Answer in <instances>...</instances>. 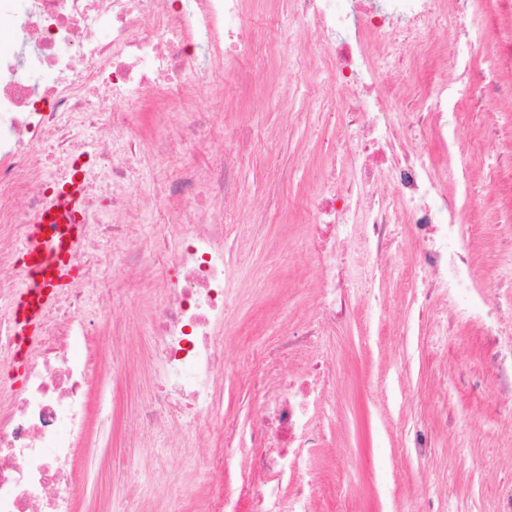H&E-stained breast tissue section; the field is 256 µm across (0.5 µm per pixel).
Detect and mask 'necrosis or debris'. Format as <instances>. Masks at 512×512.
<instances>
[{
    "mask_svg": "<svg viewBox=\"0 0 512 512\" xmlns=\"http://www.w3.org/2000/svg\"><path fill=\"white\" fill-rule=\"evenodd\" d=\"M249 0H0V22L12 31L0 48V512H72L86 475L76 466L94 382L109 374L121 383L122 364L105 355L104 331L120 335L112 315L122 301L112 278L114 255L138 274L149 298L154 356L164 370L139 407L143 435L162 432L169 453L155 456L157 469L192 453L205 428L219 431L225 449L236 433L224 425L216 394L224 368V301L228 294L225 244L235 218L207 222L236 193L234 163L221 142L223 122L196 111L198 93L245 84L263 72L277 48L288 50V99L312 82L303 32L319 37L329 59L333 91L324 105L346 115L353 141L338 138L327 159L335 165L347 147L357 161L340 187L305 200L316 228L313 250L322 268L314 302L316 325L284 329L269 345L252 379L272 412H259L251 439L254 454L245 471L231 474L223 452L204 466L212 479L209 512H314L298 462L319 448L320 409L335 393L336 374L314 365L282 383L272 376L281 357L312 348L346 308L336 272L344 258L337 240H357L360 257L374 272L407 271L421 305L445 300L452 318L477 325L494 347L486 370L496 391V416L512 423V353L495 343L505 321L490 308L491 281L479 279L471 257L469 226L477 207V181L467 158L463 100L486 105L512 99V39L496 40L491 63L474 62L484 36L474 27L472 0H286L278 13L276 42H258L246 20ZM453 26L457 42L434 50L455 81L433 80L418 109L402 125L371 122L419 82L426 57L407 56L390 43L398 28L414 41L432 44L433 33ZM108 29L109 40L97 39ZM397 69L394 86L379 88L376 65ZM150 104V138H142L133 104ZM176 112L192 120L174 125ZM428 128L445 151L450 184H443L424 151L409 149L410 136ZM190 145L194 163L156 178L152 216L162 231L141 237V184L129 156L142 163ZM83 177L78 217L82 239L70 256L76 275L46 310L37 345L16 361L14 302L18 265L34 218L51 206L73 171ZM393 182L385 197L378 183ZM402 224L418 245L411 259L391 251L390 227ZM139 240L132 251L128 240ZM97 307H90L92 293ZM82 354H74V345Z\"/></svg>",
    "mask_w": 512,
    "mask_h": 512,
    "instance_id": "1",
    "label": "necrosis or debris"
}]
</instances>
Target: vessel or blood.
Listing matches in <instances>:
<instances>
[{"instance_id":"1","label":"vessel or blood","mask_w":512,"mask_h":512,"mask_svg":"<svg viewBox=\"0 0 512 512\" xmlns=\"http://www.w3.org/2000/svg\"><path fill=\"white\" fill-rule=\"evenodd\" d=\"M80 195L79 182H72L51 209L43 212L39 223L45 230L40 241L28 250V266L36 277L22 288L17 301V329L23 342L36 340L43 307L54 297V288L62 278L67 256L82 232L74 222V209Z\"/></svg>"}]
</instances>
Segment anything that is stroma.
Segmentation results:
<instances>
[{"label":"stroma","mask_w":512,"mask_h":512,"mask_svg":"<svg viewBox=\"0 0 512 512\" xmlns=\"http://www.w3.org/2000/svg\"><path fill=\"white\" fill-rule=\"evenodd\" d=\"M282 71L271 67L232 95L203 91L197 97L199 110L223 115L226 126L250 129L267 141L265 148L241 153L232 204L240 236L227 243L235 288L224 307V362L236 375L225 378L220 397L225 416L244 431L261 402L240 385L238 373L251 350L265 348L284 328L312 322L320 281L306 221L271 198L323 185L320 150L344 125L342 112L323 107L331 85L322 61L314 69L317 94L296 101L304 120L288 125ZM482 203L476 259L481 272L506 285L512 283V172L503 171L485 189ZM259 211L268 214V223H250ZM347 303L354 315L339 319L321 346L336 370L324 445L300 464L302 479L317 481L321 512H390L396 503L412 512L422 498L451 492L462 512H487L497 484L512 476V442L503 437L484 385L487 338L469 324L440 335L435 313L419 315L413 289L393 276L355 282ZM120 313L128 331L107 336L104 350L118 356L127 375L114 393V420L102 416L94 424L97 445L85 460L88 485L75 512H109L113 498L131 489L147 512H204L210 478L201 460L215 452L217 440L205 436L163 472L142 462L132 435L157 368L144 299L135 298ZM418 431L435 440L432 456L413 452Z\"/></svg>","instance_id":"obj_1"}]
</instances>
